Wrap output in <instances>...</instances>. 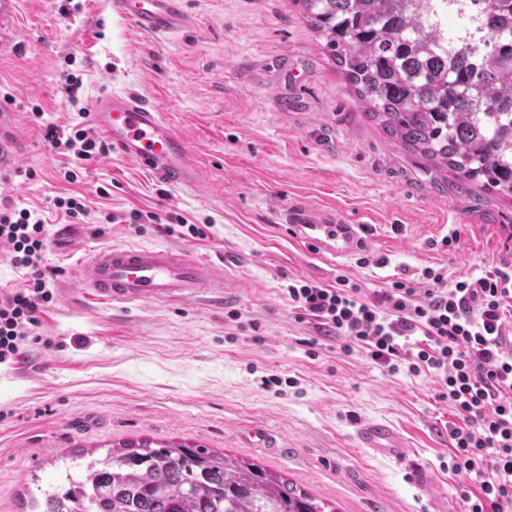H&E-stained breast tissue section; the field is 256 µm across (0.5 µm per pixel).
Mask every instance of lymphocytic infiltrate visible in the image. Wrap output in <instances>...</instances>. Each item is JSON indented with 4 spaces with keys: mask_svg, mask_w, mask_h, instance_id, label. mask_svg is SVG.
<instances>
[{
    "mask_svg": "<svg viewBox=\"0 0 512 512\" xmlns=\"http://www.w3.org/2000/svg\"><path fill=\"white\" fill-rule=\"evenodd\" d=\"M44 142L74 167L66 182H77L82 162L109 154L80 120L60 126L42 116ZM48 233L39 211L0 204V244L11 265L24 271L21 286L0 292V366L20 363L42 314L56 298L58 267L45 262ZM424 290L393 280L372 295L340 275L335 285L289 280L288 304L315 319L321 331L342 338L346 352L360 351L373 363L398 372L432 377L437 399L457 420L448 429L450 471L473 476L475 489H462L464 512H512V352L499 338L512 313V270L494 266L476 280H449L425 268Z\"/></svg>",
    "mask_w": 512,
    "mask_h": 512,
    "instance_id": "1",
    "label": "lymphocytic infiltrate"
}]
</instances>
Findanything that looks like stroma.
I'll use <instances>...</instances> for the list:
<instances>
[{"label":"stroma","mask_w":512,"mask_h":512,"mask_svg":"<svg viewBox=\"0 0 512 512\" xmlns=\"http://www.w3.org/2000/svg\"><path fill=\"white\" fill-rule=\"evenodd\" d=\"M11 2L0 98L17 114L19 165L39 180L0 183V200L41 209L46 259L62 273L41 343L28 345L23 365L0 368V512H40L66 474L136 437L262 466L335 512H462L470 480L448 468L454 416L432 378L344 352L289 307L282 287L291 278L331 285L344 274L370 293L428 267L455 280L512 265V198L460 191L452 171L368 121L295 0H183L184 29L157 36L113 16L109 0H80L68 18L56 0ZM66 69L82 80V106L113 88L159 105L188 142L203 188L163 187L112 153L85 162L77 182L61 180L67 160L43 141L31 109L61 126L77 121L60 91ZM71 194L95 220L67 232L50 201ZM294 203L366 225L369 264L303 248L280 222ZM137 210L175 212L209 231L185 240L150 224L139 233L129 224ZM100 214L112 222L97 223ZM452 234L456 242L441 246ZM111 246L187 249L222 267L234 292L221 306L86 309L65 290L82 259ZM365 420L406 437L409 467L359 446ZM255 423L266 445L245 440ZM413 469L433 473L435 494L411 480Z\"/></svg>","instance_id":"1"}]
</instances>
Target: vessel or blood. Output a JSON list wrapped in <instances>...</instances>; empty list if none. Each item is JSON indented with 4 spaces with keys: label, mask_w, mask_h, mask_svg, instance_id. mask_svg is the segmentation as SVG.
Instances as JSON below:
<instances>
[{
    "label": "vessel or blood",
    "mask_w": 512,
    "mask_h": 512,
    "mask_svg": "<svg viewBox=\"0 0 512 512\" xmlns=\"http://www.w3.org/2000/svg\"><path fill=\"white\" fill-rule=\"evenodd\" d=\"M112 13L145 34L180 30L186 21L182 0H111ZM14 114L0 102V166L12 161L5 144L13 138ZM93 130L120 158L167 185L201 188L203 178L191 149L160 106L129 91L104 90L90 109ZM283 223L305 245L323 255L344 258L366 245L361 225L307 205L284 209ZM229 290L222 269L173 247H119L94 252L72 280V292L90 306L114 303L194 304L217 301ZM359 443L398 462L407 459V442L379 422L363 423Z\"/></svg>",
    "instance_id": "b4317fda"
}]
</instances>
